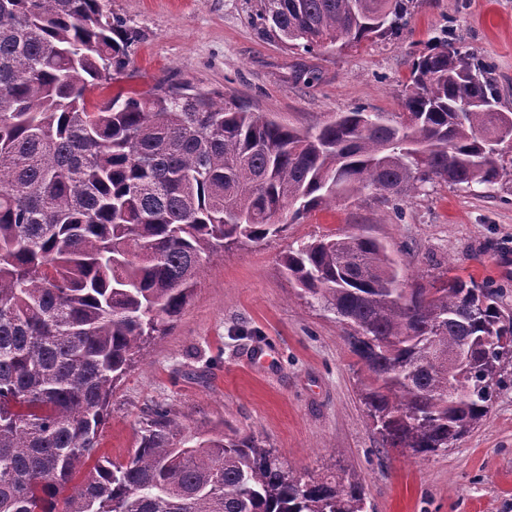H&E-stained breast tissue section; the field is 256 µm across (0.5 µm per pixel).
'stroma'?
Instances as JSON below:
<instances>
[{
  "instance_id": "obj_1",
  "label": "stroma",
  "mask_w": 512,
  "mask_h": 512,
  "mask_svg": "<svg viewBox=\"0 0 512 512\" xmlns=\"http://www.w3.org/2000/svg\"><path fill=\"white\" fill-rule=\"evenodd\" d=\"M414 3L397 37L306 53L265 34L260 0H110L139 33L112 88L187 83L298 128L356 109L395 119L414 58L448 33L491 65L497 107L512 112V0ZM339 231L386 244L405 286L471 276L512 313V173L489 193L441 183L395 209L370 190L337 199L285 236L210 258L177 322L114 389L101 453L126 460L145 412L161 405L189 431L222 425L297 471L359 482L367 512H512V363L487 418L449 448L414 458L385 447L360 399L365 368L348 326L300 297L282 267L289 249Z\"/></svg>"
}]
</instances>
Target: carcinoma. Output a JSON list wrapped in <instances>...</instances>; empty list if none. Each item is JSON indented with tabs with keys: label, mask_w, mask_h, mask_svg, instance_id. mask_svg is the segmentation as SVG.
Wrapping results in <instances>:
<instances>
[{
	"label": "carcinoma",
	"mask_w": 512,
	"mask_h": 512,
	"mask_svg": "<svg viewBox=\"0 0 512 512\" xmlns=\"http://www.w3.org/2000/svg\"><path fill=\"white\" fill-rule=\"evenodd\" d=\"M412 3L262 0L258 20L288 49H348L398 35ZM134 42L108 0H0V512H366L357 482L286 468L235 430L189 435L164 407L123 462L97 455L98 432L210 256L362 190L397 205L435 181L495 188L512 112L490 67L439 39L412 63L408 119L299 129L190 85L92 100ZM283 266L352 329L383 443L427 456L487 417L512 358L489 287L405 288L386 245L349 232Z\"/></svg>",
	"instance_id": "obj_1"
}]
</instances>
